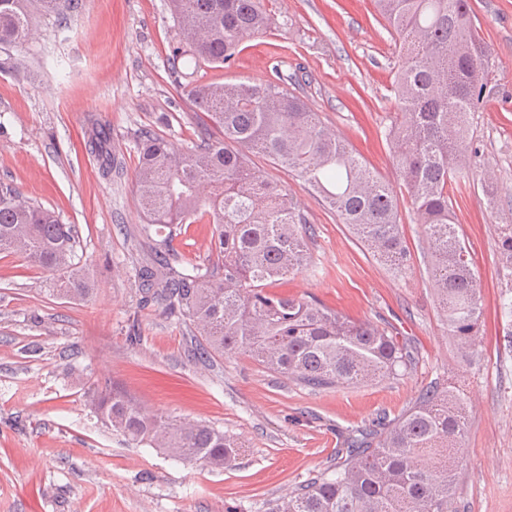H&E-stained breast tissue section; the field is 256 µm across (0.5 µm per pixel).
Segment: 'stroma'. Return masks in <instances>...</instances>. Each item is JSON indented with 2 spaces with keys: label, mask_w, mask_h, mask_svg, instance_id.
<instances>
[{
  "label": "stroma",
  "mask_w": 512,
  "mask_h": 512,
  "mask_svg": "<svg viewBox=\"0 0 512 512\" xmlns=\"http://www.w3.org/2000/svg\"><path fill=\"white\" fill-rule=\"evenodd\" d=\"M82 3L65 28L38 17L24 67L0 70V181L76 225L95 280L93 295L68 300L21 254L0 253V512H264L334 468L346 436L382 430L431 386L465 394L460 512H512V322L499 310L512 277L498 248L512 224V0H470L491 96L473 137L479 153L463 158L450 192L483 302L480 346L466 360L442 319L424 226L387 137L400 118L401 52L373 0H265L274 27L244 42L230 67L199 69L219 83L263 79L275 66L303 76L299 95L398 198L410 260L395 273L295 174L252 157L314 226L308 267L277 292L387 328L413 352L407 373L338 391L310 390L246 357L201 363L187 327L145 303L134 268L154 248L139 233L138 138L151 130L190 149L200 121L170 71L179 30L168 0ZM94 120L121 165L109 178L86 145ZM211 233L183 225L173 265L211 266ZM91 387L207 421L242 442L240 455L223 470L172 460L107 427L86 399Z\"/></svg>",
  "instance_id": "obj_1"
}]
</instances>
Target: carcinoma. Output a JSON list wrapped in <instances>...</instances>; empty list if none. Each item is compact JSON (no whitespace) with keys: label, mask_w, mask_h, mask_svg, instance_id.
<instances>
[{"label":"carcinoma","mask_w":512,"mask_h":512,"mask_svg":"<svg viewBox=\"0 0 512 512\" xmlns=\"http://www.w3.org/2000/svg\"><path fill=\"white\" fill-rule=\"evenodd\" d=\"M401 43L405 61L395 83L400 120L389 130L394 157L421 223L430 231V276L462 356L474 344L481 317L480 284L468 247L455 229L448 193L473 147L469 117L489 97L485 51L469 0H376ZM82 0H0V69L36 34L34 14L62 20ZM181 39L171 71L189 57L194 68L222 67L240 45L271 28L263 0H169ZM188 96L204 133L190 151L151 130L141 133L135 193L142 231L158 237L154 267L135 277L154 289L209 357L246 355L269 372L313 391L372 383L411 368L408 347L385 329L355 322L304 297L270 291L308 264L311 225L293 198L254 166L251 156L299 177L394 272L406 266L393 192L330 131L318 113L288 90V77L251 83L201 82L186 74ZM89 146L112 172L110 132L91 129ZM213 225L217 260L209 268L178 270L168 256L183 224ZM78 230L55 212L0 183V253L16 252L53 274L51 291L81 300L95 283L77 247ZM500 255L512 273V227L502 231ZM104 422L132 440L212 469L232 466L240 442L206 423L149 410L127 394L87 393ZM465 431L458 395L436 387L407 414L383 428L351 437L336 469L302 482L268 512H459L457 445Z\"/></svg>","instance_id":"cac0c4a2"}]
</instances>
